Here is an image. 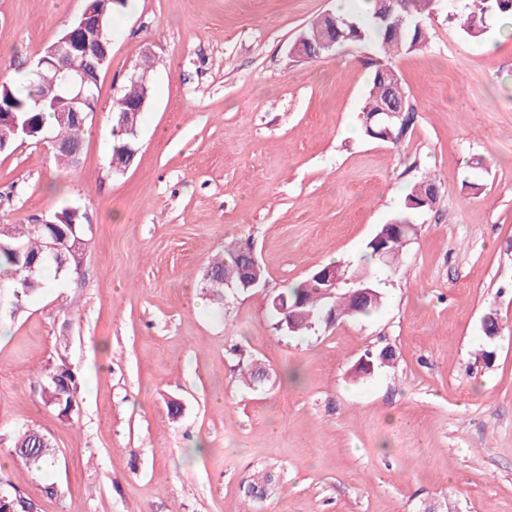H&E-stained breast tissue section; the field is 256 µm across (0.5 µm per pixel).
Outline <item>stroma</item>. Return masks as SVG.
<instances>
[{
  "mask_svg": "<svg viewBox=\"0 0 512 512\" xmlns=\"http://www.w3.org/2000/svg\"><path fill=\"white\" fill-rule=\"evenodd\" d=\"M466 2L441 0L427 47L390 60L416 108L396 145L360 131L375 40L292 50L336 0H130L114 16L78 163L35 140L0 152V224L76 206L88 239L81 274L0 313V479L39 512H512V39L496 20L465 39ZM82 6L0 0V81L22 80ZM146 49L138 152L115 174L112 100ZM428 177L440 200L398 270L366 261ZM228 241L254 247L266 285L216 302L199 283ZM331 257L370 272L380 309L275 330L269 296ZM384 347L394 365L356 376ZM483 347L492 360L475 361ZM243 360L264 386L240 381ZM62 361L79 372L68 418L41 400ZM24 425L52 439V465L11 455Z\"/></svg>",
  "mask_w": 512,
  "mask_h": 512,
  "instance_id": "1",
  "label": "stroma"
}]
</instances>
